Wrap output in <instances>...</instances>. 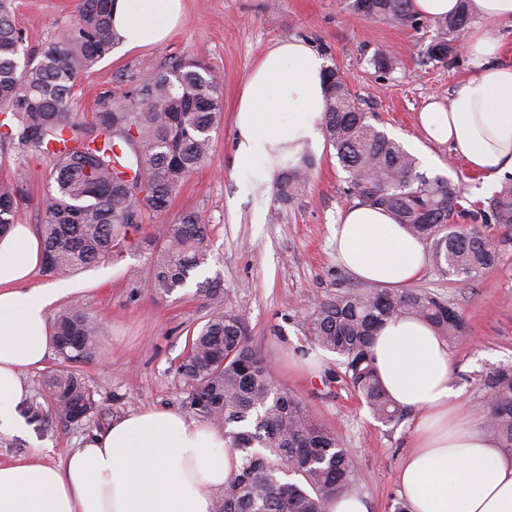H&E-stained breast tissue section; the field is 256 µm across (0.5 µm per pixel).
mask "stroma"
Wrapping results in <instances>:
<instances>
[{
    "label": "stroma",
    "mask_w": 512,
    "mask_h": 512,
    "mask_svg": "<svg viewBox=\"0 0 512 512\" xmlns=\"http://www.w3.org/2000/svg\"><path fill=\"white\" fill-rule=\"evenodd\" d=\"M15 22L29 46L56 34L75 11L76 0H16ZM180 25L164 41L132 49L116 46L111 55L83 74L75 87L74 110L89 117L101 91L119 75L143 79L171 58L202 55L222 78L224 119L213 132L208 162L181 186L169 219L194 212L209 226L211 259L191 284L172 294L147 288L145 253L130 251L117 260L77 273L58 274L81 297L100 326L91 359L78 369L97 402L89 418L66 423L42 405L45 384L58 367L51 354L43 368L26 372V406L43 408L25 437L0 436V461L33 456L46 463L66 459L94 432L148 408L186 412V387L178 366L186 338L223 301L196 291L198 281L221 275L230 298L246 308L252 343L275 368L278 382L302 401L310 418L335 429L355 466L368 512H394L400 501L397 474L412 438L414 416L397 427L378 422L359 398L326 374L339 371L335 353L309 344L298 324L316 299L359 282L336 259L333 236L347 202L348 178L332 146L314 157L303 193L280 201L276 189L245 190L235 159V106L249 72L279 41H308L324 65L336 66L352 92L371 112L373 125L400 142L428 176L458 183L473 202L492 197L495 185L471 172L447 146L429 140L418 122L421 108L449 92L471 71L467 53L448 63L421 57L431 34L390 21L355 14L350 0H182ZM398 64L381 73L371 64L378 51ZM49 159H28L30 198L16 223L39 230L42 197L49 183ZM448 300L463 316L466 331L448 344L452 384L464 412L484 426V379L512 367V250L502 263L468 281L426 269L413 284Z\"/></svg>",
    "instance_id": "35a3bbf8"
}]
</instances>
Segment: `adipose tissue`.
I'll use <instances>...</instances> for the list:
<instances>
[{
	"label": "adipose tissue",
	"instance_id": "adipose-tissue-1",
	"mask_svg": "<svg viewBox=\"0 0 512 512\" xmlns=\"http://www.w3.org/2000/svg\"><path fill=\"white\" fill-rule=\"evenodd\" d=\"M471 8L490 23L466 40L472 72L419 119L432 141L496 179L512 174V65L499 62L491 25L512 20V0H472ZM181 12L182 0H114L112 25L126 46H142L164 39ZM325 98L322 60L308 42L282 41L265 54L236 106L235 157L248 186L269 184L276 162L320 150ZM334 238L338 260L382 288L406 286L427 266L423 243L378 208L348 205ZM42 262V242L28 225L0 236L2 436L28 429L21 375L50 355L48 308L66 292L61 283L30 287ZM372 354L387 394L418 415L398 474L408 512H512V454L463 414L436 331L392 318L378 329ZM240 464L223 432L174 410L147 409L93 434L62 463L0 462V512H212L213 493Z\"/></svg>",
	"mask_w": 512,
	"mask_h": 512
}]
</instances>
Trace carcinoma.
<instances>
[{
  "label": "carcinoma",
  "instance_id": "1",
  "mask_svg": "<svg viewBox=\"0 0 512 512\" xmlns=\"http://www.w3.org/2000/svg\"><path fill=\"white\" fill-rule=\"evenodd\" d=\"M361 16L422 26L409 0H351ZM13 0H0V149L16 154L14 176L0 183V231L14 223L29 200L23 167L29 153L52 162L42 199L43 272L75 273L114 260L133 248L149 252L151 289L164 294L185 287L208 263L209 227L194 213L166 224L165 245L151 247L145 218L168 214L182 183L207 161L211 133L223 117L219 78L202 56L177 57L144 80L120 79L102 91L89 119L74 112V89L120 42L112 26V0H78L75 14L54 37L25 47ZM469 0L433 20L436 36L421 50L428 61L447 62L470 24ZM327 96L324 136L348 173L345 196L378 207L428 246L442 276L477 277L497 267L512 243V176L474 214L482 224L463 230L468 211L458 184L419 171V161L370 122L360 98L339 70H324ZM313 161L304 154L279 171L277 191L292 200L309 180ZM490 224L509 229L495 238ZM210 299L225 294L220 275L197 283ZM412 316L452 340L465 322L448 301L426 291L347 288L317 302L301 322L314 345L335 353L344 368L331 378L353 391L372 416L398 425L409 410L382 388L371 352L384 321ZM246 312L224 300L199 331L187 336L179 373L186 405L224 428L241 467L216 499L214 512H325V502L358 496L354 463L336 432L314 422L300 400L280 387L268 361L250 341ZM60 369L47 381V403L64 422L94 413L96 403L73 369L78 354L92 357L96 318L73 299L53 322ZM490 431L512 447V369L485 380Z\"/></svg>",
  "mask_w": 512,
  "mask_h": 512
}]
</instances>
